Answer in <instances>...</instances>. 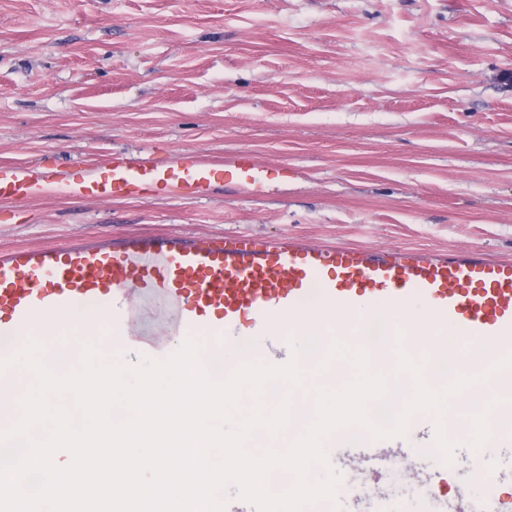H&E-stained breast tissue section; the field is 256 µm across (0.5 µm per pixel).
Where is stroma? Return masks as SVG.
Here are the masks:
<instances>
[{"instance_id":"1","label":"stroma","mask_w":512,"mask_h":512,"mask_svg":"<svg viewBox=\"0 0 512 512\" xmlns=\"http://www.w3.org/2000/svg\"><path fill=\"white\" fill-rule=\"evenodd\" d=\"M239 152L286 173L262 195L219 171L176 196L0 200V252L248 234L512 259V0H0V164L55 181ZM129 302L140 339L165 334L163 300ZM329 462L341 492L429 512L417 482ZM442 479L512 498V447L455 449Z\"/></svg>"}]
</instances>
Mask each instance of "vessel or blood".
<instances>
[{
  "label": "vessel or blood",
  "instance_id": "obj_1",
  "mask_svg": "<svg viewBox=\"0 0 512 512\" xmlns=\"http://www.w3.org/2000/svg\"><path fill=\"white\" fill-rule=\"evenodd\" d=\"M240 189L264 193L267 173L248 155L224 162ZM213 167L178 159L165 169L114 157L77 182L52 185L19 165H0V199L56 193L108 199L116 189L180 194L210 184ZM167 301L170 321L190 332L237 330L249 319L257 334L302 312L317 317L352 316L381 303L418 302L426 315L463 326L467 335L493 345L494 362L512 352V260L481 250L431 253L387 248L369 253L355 247L280 241L255 236H207L190 240L134 236L120 244L92 242L18 249L0 255V354L23 342L15 324L102 295L130 291ZM400 449L374 448L355 460L359 473H380ZM414 478L429 488L435 512H462V494L447 495L438 471L413 463ZM345 512H394L385 492L348 498Z\"/></svg>",
  "mask_w": 512,
  "mask_h": 512
}]
</instances>
